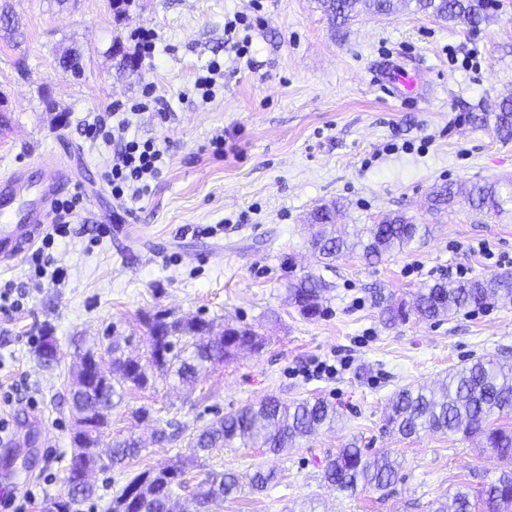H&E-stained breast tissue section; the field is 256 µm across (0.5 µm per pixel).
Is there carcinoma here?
<instances>
[{
	"label": "carcinoma",
	"mask_w": 512,
	"mask_h": 512,
	"mask_svg": "<svg viewBox=\"0 0 512 512\" xmlns=\"http://www.w3.org/2000/svg\"><path fill=\"white\" fill-rule=\"evenodd\" d=\"M332 23L344 24L358 14L362 4L372 12L389 16L398 4H414L415 11L444 20H464L476 25L481 20V0H320ZM497 133L512 137V96L505 98L495 115ZM463 198L470 207L482 211H500L512 203V188L500 190L495 183L475 182L468 187L446 182L436 186L426 201L427 210L439 213L448 210ZM312 223L320 231L311 241L312 248L326 260L346 253H359L368 260H377L393 250L408 247L421 231L403 215L388 217L380 224L365 225L350 234L336 227V206H323L311 214ZM322 278L306 274L288 282V299L306 318L323 311ZM494 296L512 299V273L476 277L465 281L439 280L426 284L412 294L409 301L390 303L382 311L388 325L405 323L414 317L436 321L457 314L472 306L480 307ZM210 322L200 318L184 319L159 312L147 323L148 335L154 338V348L162 356L152 357L142 368L121 350L120 337H112L107 351L112 353V372L106 380L95 383L74 382L69 391L75 423L87 411L96 418L98 435L86 438L85 449L71 455L64 469L63 484L77 492L72 497H59L51 502L49 512H73L72 506L95 494L94 486L83 485L78 477L84 470L96 467H121L126 461L140 456V442L130 436L112 438L111 452L103 462L89 446L99 443L100 435L110 426L112 409L121 404L133 389L146 388L154 375L174 380L183 386H193L210 367L232 360L242 350L258 353L264 346L263 337L248 326L225 324L224 329L201 339ZM42 334L36 350L38 360L51 366L58 360L57 341ZM512 413V366L478 358L448 372L437 387L405 386L395 394L391 411L385 418V428L412 438L422 431L479 436L486 447L502 457H512V430L494 426L491 418ZM336 420V408L323 399L285 403L269 396L256 403L217 417L205 427L190 434L186 441L188 454L173 465L156 470L149 468L134 475L112 495L107 512H171L167 501L186 487L185 475L191 467L217 448H240L255 444L265 452L278 456L297 439L309 436ZM401 462L388 452L365 455L359 448H342L329 458L323 468L326 482L337 491L355 496L369 489H384L399 479ZM276 466H259L247 478L230 470L208 471L199 482L185 506V512H201V506L215 498H234L249 489L262 493L278 482ZM512 506V475H504L483 491V496L471 501L463 492L454 494L452 501H441L435 512H503Z\"/></svg>",
	"instance_id": "cac0c4a2"
}]
</instances>
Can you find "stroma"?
<instances>
[{
	"instance_id": "obj_1",
	"label": "stroma",
	"mask_w": 512,
	"mask_h": 512,
	"mask_svg": "<svg viewBox=\"0 0 512 512\" xmlns=\"http://www.w3.org/2000/svg\"><path fill=\"white\" fill-rule=\"evenodd\" d=\"M470 26L399 8L360 13L335 27L319 0H133L116 16L109 0H0V97L12 121L0 129V173L30 164L66 143L75 150L84 201L51 249L66 270L61 283L35 281L26 260L0 267V290L23 292L24 308L0 313V512L26 492L27 512H47L64 490L74 423L68 394L85 350L103 351L107 333L137 339L159 311L230 321L265 336L258 353H240L193 389L163 379L132 391L112 412L102 443L134 434L140 457L123 469L95 470L93 499L78 512H106L113 494L148 468L186 451L185 436L216 417L273 394L323 399L337 410L332 428L296 444L276 461L281 483L216 502L212 512H432L457 489L478 496L512 472L480 438L432 431L412 439L386 430L384 414L399 388L435 386L478 357L512 362V302L490 301L441 321L385 325L387 301L423 285L512 273V205L496 214L468 204L433 215L426 195L445 182L512 183V138L479 127L512 95V0H484ZM234 36H227L228 22ZM156 36L155 58L138 71L109 48ZM81 71L64 69L65 52ZM217 62L210 100L194 89ZM418 78L412 94L392 96L374 82L396 72ZM57 103L46 111L38 89ZM151 96L138 113L132 101ZM128 113V136L155 139L165 164L137 200L118 205L105 184L109 148L91 145L84 127L115 125ZM223 136L224 152L211 140ZM341 201L340 224H377L403 213L429 233L408 249L370 263L359 255L324 267L310 240L315 207ZM311 272L328 285L324 313L307 319L289 304L290 278ZM60 348L58 365L37 360L44 328ZM330 376L307 377L315 362ZM148 405L140 422L132 408ZM178 428L151 444L153 428ZM352 446L386 451L403 468L384 490L347 496L321 478L327 456ZM259 448L214 451L206 468L241 474L269 465Z\"/></svg>"
}]
</instances>
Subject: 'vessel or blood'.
Listing matches in <instances>:
<instances>
[{
    "label": "vessel or blood",
    "mask_w": 512,
    "mask_h": 512,
    "mask_svg": "<svg viewBox=\"0 0 512 512\" xmlns=\"http://www.w3.org/2000/svg\"><path fill=\"white\" fill-rule=\"evenodd\" d=\"M74 180L72 151L62 145L32 167L0 176V264L14 263L47 228L60 194Z\"/></svg>",
    "instance_id": "vessel-or-blood-1"
}]
</instances>
